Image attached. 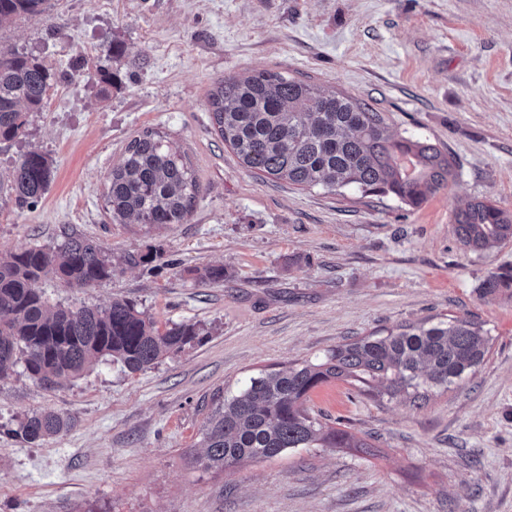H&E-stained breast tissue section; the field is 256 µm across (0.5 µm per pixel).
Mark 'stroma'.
<instances>
[{"mask_svg":"<svg viewBox=\"0 0 512 512\" xmlns=\"http://www.w3.org/2000/svg\"><path fill=\"white\" fill-rule=\"evenodd\" d=\"M1 47L55 78L25 137L0 142V180L33 149L53 163L35 206L0 203V254L95 239L120 259L115 276L93 288L42 280L50 304L123 297L159 329L202 332L141 371L104 361L52 390L15 366L0 381V512H512V293L480 291L512 268V241L473 251L454 232L470 202L512 213V0H47L0 27ZM110 67L113 87L100 80ZM261 70L366 103L393 134L449 153L455 179L414 207L248 171L208 98ZM146 130L196 174L187 223L116 224L106 209L113 166ZM207 264L223 265V282L196 276ZM437 315L489 332L465 383L418 407L343 381L311 394L320 420L364 447L197 466L214 393ZM46 409L69 427L16 436Z\"/></svg>","mask_w":512,"mask_h":512,"instance_id":"obj_1","label":"stroma"}]
</instances>
